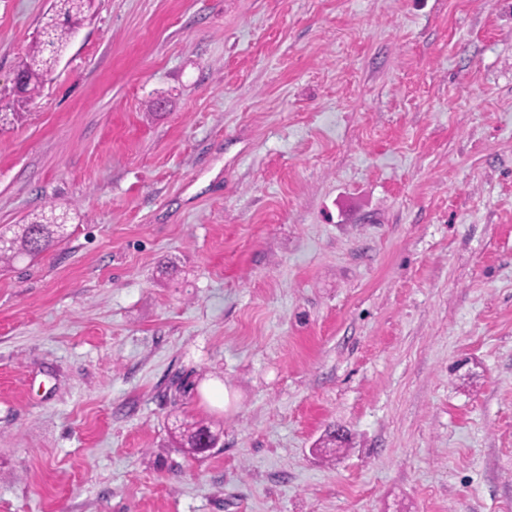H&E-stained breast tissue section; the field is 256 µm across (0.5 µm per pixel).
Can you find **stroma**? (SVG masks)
I'll list each match as a JSON object with an SVG mask.
<instances>
[{
	"label": "stroma",
	"instance_id": "1",
	"mask_svg": "<svg viewBox=\"0 0 512 512\" xmlns=\"http://www.w3.org/2000/svg\"><path fill=\"white\" fill-rule=\"evenodd\" d=\"M50 208L0 512H512V0H95L0 123V236Z\"/></svg>",
	"mask_w": 512,
	"mask_h": 512
}]
</instances>
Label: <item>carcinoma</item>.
Returning <instances> with one entry per match:
<instances>
[{"instance_id": "carcinoma-1", "label": "carcinoma", "mask_w": 512, "mask_h": 512, "mask_svg": "<svg viewBox=\"0 0 512 512\" xmlns=\"http://www.w3.org/2000/svg\"><path fill=\"white\" fill-rule=\"evenodd\" d=\"M93 2L94 0H56L54 11L43 18L39 37L19 69L23 83L19 101L31 99L41 91L86 13L91 10ZM66 219L67 215L53 211L48 215L40 214L30 223L22 225L16 237L7 240L8 246L0 251V258L15 259L41 253L59 234L57 224L66 222ZM205 430H210L206 424L191 425L186 430L184 446L194 453L202 446L212 447V438L204 445L199 441L200 434Z\"/></svg>"}]
</instances>
